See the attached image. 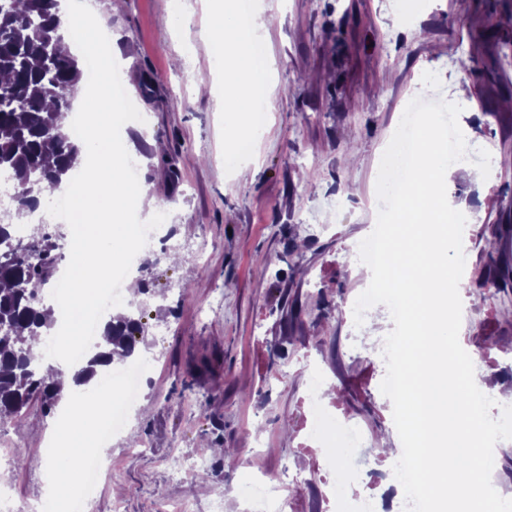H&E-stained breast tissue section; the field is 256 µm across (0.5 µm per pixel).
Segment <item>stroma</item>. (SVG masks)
Returning <instances> with one entry per match:
<instances>
[{
    "instance_id": "35a3bbf8",
    "label": "stroma",
    "mask_w": 512,
    "mask_h": 512,
    "mask_svg": "<svg viewBox=\"0 0 512 512\" xmlns=\"http://www.w3.org/2000/svg\"><path fill=\"white\" fill-rule=\"evenodd\" d=\"M271 90L264 129L232 162L224 66L201 32L205 0H190L183 25L168 0H92L124 80L118 146L139 162V182L160 210L169 251L134 278L145 336L131 369L144 387L128 436L113 439L112 467L89 512H164L183 500L207 512H243L255 467L297 476L292 512H354L356 497L400 492L385 483L402 454L392 403L380 384V344L393 329L387 306L355 324L352 310L371 271L356 256L374 229L377 177L400 106L417 84L461 106L480 184L448 174L466 217V284L459 340L495 405L512 406V0H257ZM476 73L462 79V60ZM158 76L140 91L142 72ZM211 87L196 95L195 87ZM335 394L324 408L361 420L373 476L326 486L324 450L334 431L310 435L306 400L314 366ZM49 416L33 401L0 423V453L14 457L7 487L21 503L49 493ZM335 482V481H334Z\"/></svg>"
}]
</instances>
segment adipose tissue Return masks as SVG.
Returning <instances> with one entry per match:
<instances>
[{
    "label": "adipose tissue",
    "instance_id": "1",
    "mask_svg": "<svg viewBox=\"0 0 512 512\" xmlns=\"http://www.w3.org/2000/svg\"><path fill=\"white\" fill-rule=\"evenodd\" d=\"M210 22L209 43L214 54L224 61V110L240 129L248 122V106L254 97L269 93L266 70L252 60L250 35L239 25L235 0H214ZM86 109L94 114L95 125L79 141L82 178L66 188L71 208L68 242L72 256L66 273L77 287L71 299V336L75 339L80 336L81 317L93 304L98 286L113 261L134 240L123 211L130 206L148 211L157 208L146 191L131 190L120 175L124 156L112 146V123L122 116L124 102L114 99L104 86L87 100ZM96 212L110 215V223L94 222L92 215ZM86 422V408L73 405L68 426L58 433L47 460L51 468L64 469L69 484L79 480L80 450L92 439Z\"/></svg>",
    "mask_w": 512,
    "mask_h": 512
}]
</instances>
